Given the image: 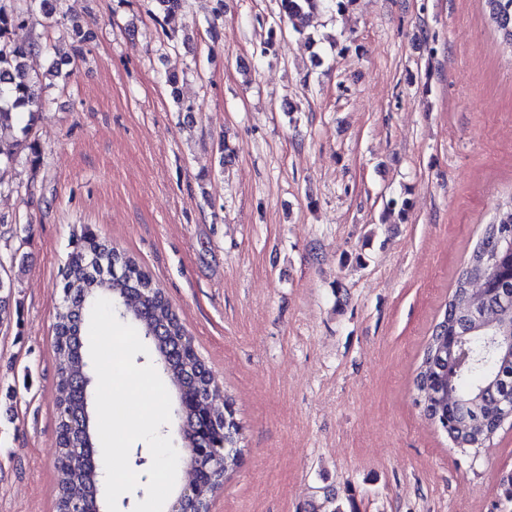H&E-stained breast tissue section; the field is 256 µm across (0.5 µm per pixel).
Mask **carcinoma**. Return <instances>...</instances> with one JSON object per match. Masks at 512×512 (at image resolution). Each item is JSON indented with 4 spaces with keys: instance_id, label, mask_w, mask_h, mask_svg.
<instances>
[{
    "instance_id": "obj_1",
    "label": "carcinoma",
    "mask_w": 512,
    "mask_h": 512,
    "mask_svg": "<svg viewBox=\"0 0 512 512\" xmlns=\"http://www.w3.org/2000/svg\"><path fill=\"white\" fill-rule=\"evenodd\" d=\"M12 2L0 0V135L13 132L19 121L25 117L33 118L43 106V77L29 74L25 63V59L41 51L43 45L38 40L26 45L10 41V29L23 18V11ZM149 2V18L166 37H171L178 25L181 0ZM278 2L280 18L294 22V32L307 43L314 44V36L305 33L295 21L320 8L341 13L354 0ZM485 2L503 40L512 46V0ZM488 245L489 236L485 231L456 278L444 312L425 342L413 378L424 415L445 433H465L475 422L483 425L482 431L473 437L478 448L484 447L498 432L493 406L484 402L481 411L475 413L461 412L457 404L478 398L496 378L503 386L512 389V360L500 358L492 339L494 332L471 331L470 313L479 305L496 312L500 322L512 328V251L499 249L495 253L494 268L489 271L485 259ZM13 288L12 278L0 276V322L10 315ZM99 298L125 303L128 320L138 327L141 335L150 337L155 352L165 361V371L173 387H179L189 378L195 381L197 402L193 412L186 416L182 429L185 448L224 443V461H215L212 480L199 485L200 494L209 499L239 460L241 427L232 407L226 400L224 417H215L211 424L202 422V415L210 412L212 402L220 397V390L205 363L188 352L191 339L171 303L152 286L150 274L134 258L88 233L69 255L54 324V344L58 354L57 512H67L76 505L80 506V512H100L102 506L101 469L94 457L77 452L97 434L96 422L89 415L92 393L85 392L83 386L87 362L82 331ZM460 338L466 340L470 363L457 369L448 358V346ZM312 512H356V509L354 500H349L346 507L328 495L312 507Z\"/></svg>"
}]
</instances>
